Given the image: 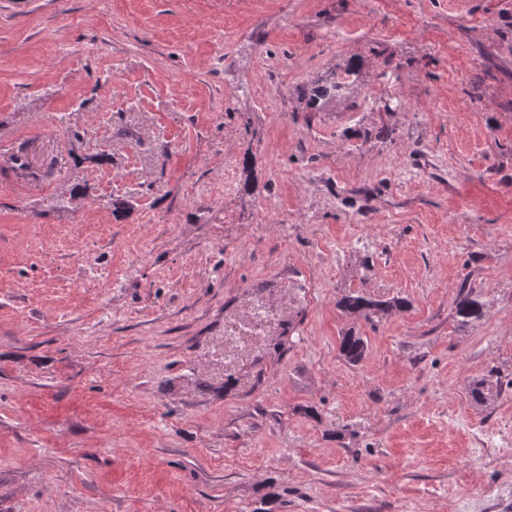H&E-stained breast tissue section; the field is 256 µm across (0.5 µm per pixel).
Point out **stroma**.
I'll list each match as a JSON object with an SVG mask.
<instances>
[{"label":"stroma","mask_w":512,"mask_h":512,"mask_svg":"<svg viewBox=\"0 0 512 512\" xmlns=\"http://www.w3.org/2000/svg\"><path fill=\"white\" fill-rule=\"evenodd\" d=\"M0 512H512V0H0ZM338 305L347 314L362 317L366 321H374L392 312L403 311L407 308L408 302L400 297L379 301L361 291L345 295ZM367 348V338L351 333L342 337L339 352L347 362L356 364L364 358ZM493 378L494 372L491 370L485 377L475 380L469 385V396L474 403L484 405L498 394V377L496 380Z\"/></svg>","instance_id":"1"}]
</instances>
